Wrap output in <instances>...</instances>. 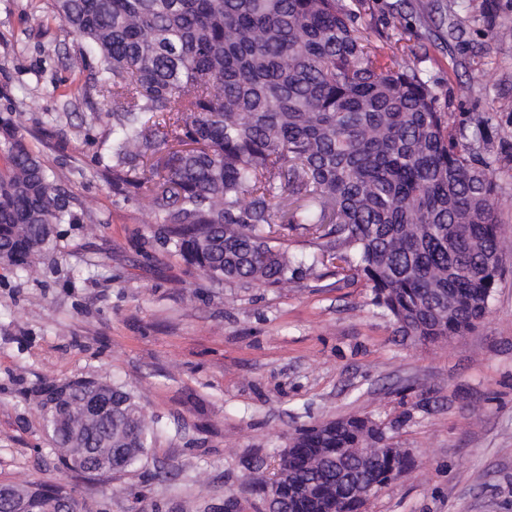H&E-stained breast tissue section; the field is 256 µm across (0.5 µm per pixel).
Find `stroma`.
<instances>
[{
	"label": "stroma",
	"instance_id": "stroma-1",
	"mask_svg": "<svg viewBox=\"0 0 512 512\" xmlns=\"http://www.w3.org/2000/svg\"><path fill=\"white\" fill-rule=\"evenodd\" d=\"M371 42L410 45L455 123L489 115L508 271L472 332L395 333L363 281L316 267L286 288L211 283L163 243L144 195L114 193L97 159L112 114L74 99L88 52L52 0H0V117L16 113L77 220L38 275L0 269V481L67 482L81 512H264L271 464L296 429L364 415L414 465L366 512H512V0H343ZM95 375L162 415L153 447L116 477H67L24 392ZM169 471L158 479V469Z\"/></svg>",
	"mask_w": 512,
	"mask_h": 512
}]
</instances>
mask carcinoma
I'll use <instances>...</instances> for the list:
<instances>
[{"mask_svg": "<svg viewBox=\"0 0 512 512\" xmlns=\"http://www.w3.org/2000/svg\"><path fill=\"white\" fill-rule=\"evenodd\" d=\"M97 56L94 88L112 112V188L145 189L166 242L210 281L286 287L307 271L285 230L336 236L311 265L349 268L372 304L419 341L461 336L487 316L504 272L497 184L471 134L450 124L418 59L374 45L342 0H53ZM0 268L35 274L75 215L14 115L0 118ZM96 395L112 415L93 426ZM60 463L112 444L121 472L149 453L154 425L126 384L85 377L30 392ZM272 487L282 512H362L336 481L389 484L388 459L346 454L383 432L363 417L300 429ZM30 512L78 505L59 483Z\"/></svg>", "mask_w": 512, "mask_h": 512, "instance_id": "cac0c4a2", "label": "carcinoma"}]
</instances>
